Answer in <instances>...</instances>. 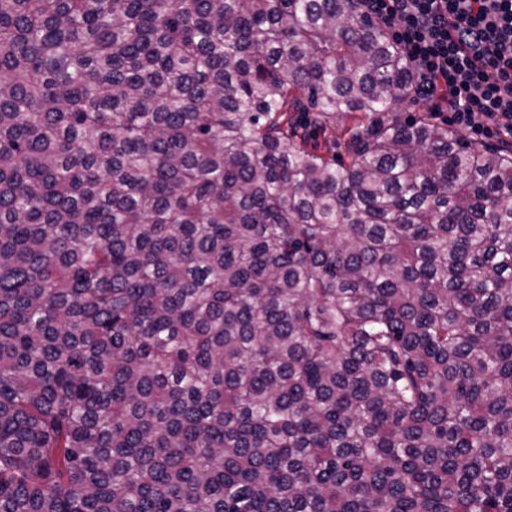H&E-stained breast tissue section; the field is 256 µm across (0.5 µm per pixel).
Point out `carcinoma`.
Wrapping results in <instances>:
<instances>
[{"mask_svg": "<svg viewBox=\"0 0 512 512\" xmlns=\"http://www.w3.org/2000/svg\"><path fill=\"white\" fill-rule=\"evenodd\" d=\"M410 92L359 0H0V512H512V148Z\"/></svg>", "mask_w": 512, "mask_h": 512, "instance_id": "obj_1", "label": "carcinoma"}]
</instances>
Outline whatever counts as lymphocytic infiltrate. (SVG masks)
Instances as JSON below:
<instances>
[{
  "instance_id": "lymphocytic-infiltrate-1",
  "label": "lymphocytic infiltrate",
  "mask_w": 512,
  "mask_h": 512,
  "mask_svg": "<svg viewBox=\"0 0 512 512\" xmlns=\"http://www.w3.org/2000/svg\"><path fill=\"white\" fill-rule=\"evenodd\" d=\"M403 52L417 101L473 136L512 139V0H362Z\"/></svg>"
}]
</instances>
